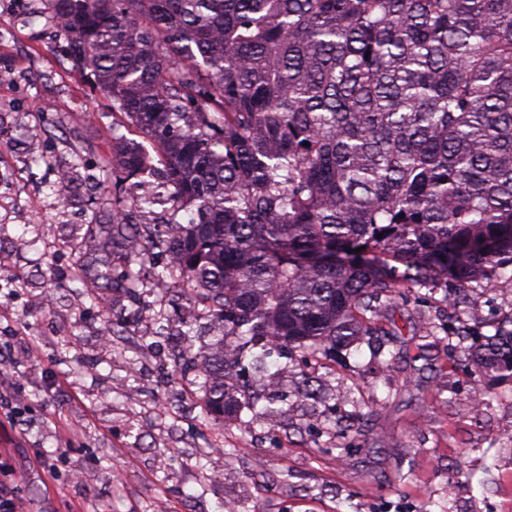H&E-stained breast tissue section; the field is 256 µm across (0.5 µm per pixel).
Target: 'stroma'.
<instances>
[{
  "label": "stroma",
  "instance_id": "obj_1",
  "mask_svg": "<svg viewBox=\"0 0 512 512\" xmlns=\"http://www.w3.org/2000/svg\"><path fill=\"white\" fill-rule=\"evenodd\" d=\"M38 0H0V173L19 194L0 201V461L22 512H512V379L479 371L457 338L395 333L409 319L491 335L512 312L501 278L475 308L452 292L409 291L382 318L377 343L281 366L267 386L287 397L276 425H225L181 369L179 331L195 304L168 292L163 323L118 288L88 295L79 275L97 259L115 200L111 100L51 46ZM69 207H61V194ZM120 328L103 344L105 321ZM331 390L306 397L303 377ZM363 430L337 457L338 430Z\"/></svg>",
  "mask_w": 512,
  "mask_h": 512
}]
</instances>
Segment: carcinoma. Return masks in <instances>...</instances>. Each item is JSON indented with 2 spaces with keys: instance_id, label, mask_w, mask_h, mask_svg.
<instances>
[{
  "instance_id": "1",
  "label": "carcinoma",
  "mask_w": 512,
  "mask_h": 512,
  "mask_svg": "<svg viewBox=\"0 0 512 512\" xmlns=\"http://www.w3.org/2000/svg\"><path fill=\"white\" fill-rule=\"evenodd\" d=\"M51 2L66 59L152 142L113 145L112 187L172 203L112 211V245L173 254L157 284L223 323L208 415H281L225 374L263 382L365 342L400 288L468 296L512 266V0ZM466 351L512 371V313Z\"/></svg>"
}]
</instances>
